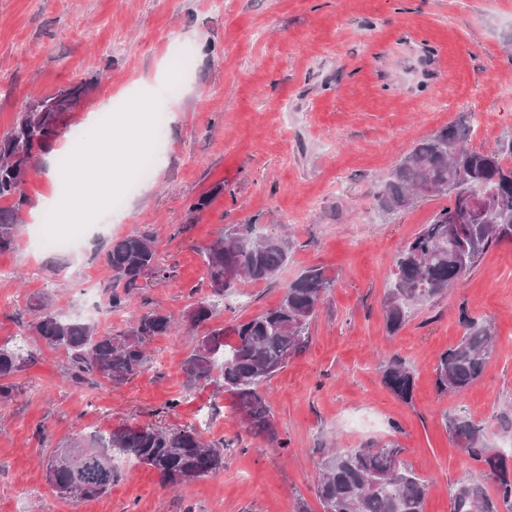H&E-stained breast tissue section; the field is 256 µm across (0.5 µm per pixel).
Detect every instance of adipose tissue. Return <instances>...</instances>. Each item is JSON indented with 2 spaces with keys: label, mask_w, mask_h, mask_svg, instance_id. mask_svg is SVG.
I'll return each instance as SVG.
<instances>
[{
  "label": "adipose tissue",
  "mask_w": 512,
  "mask_h": 512,
  "mask_svg": "<svg viewBox=\"0 0 512 512\" xmlns=\"http://www.w3.org/2000/svg\"><path fill=\"white\" fill-rule=\"evenodd\" d=\"M148 105H140L133 114L124 118L119 134L111 130L93 127L97 147L91 151L72 152V171L67 183L69 198L88 205L99 201L112 190L115 177V157L133 162L147 141Z\"/></svg>",
  "instance_id": "1"
}]
</instances>
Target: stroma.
I'll return each instance as SVG.
<instances>
[{
    "mask_svg": "<svg viewBox=\"0 0 512 512\" xmlns=\"http://www.w3.org/2000/svg\"><path fill=\"white\" fill-rule=\"evenodd\" d=\"M187 46L179 68L175 45ZM82 89L63 136L89 113L113 116L148 99L166 116V151L133 192L136 166L116 160L111 211L94 210L65 254L26 231L61 178L56 150L39 154L24 192L25 228L0 279V346L11 345L46 293L56 313L119 332L152 309L182 314L207 296L202 247L227 224L287 233L288 259L269 282L245 283L218 303L212 326H232L275 307L312 267L334 278L305 352L267 383L284 449L249 435L229 393L185 388L193 334L158 336L143 370L122 385L73 386L62 352L41 348L0 403V512H321L314 482L323 449L397 442L428 487L425 512H451L460 479L495 493L483 465L453 440L465 416L512 452V242L492 245L473 270L416 311L396 333L383 313L397 252L445 207L425 195L384 212L378 195L419 141L471 113V147L512 137V0H0V135L36 98ZM211 201L195 203L203 194ZM187 231L175 235L176 226ZM153 231L166 277L148 279L126 308L91 311L112 285L113 240ZM491 323L497 341L481 377L462 393H438L434 368L459 342L466 319ZM414 373L411 402L382 383L388 360ZM176 408H168L170 399ZM153 423L194 427L219 445L224 469L182 487L114 459L111 489L91 500L59 496L45 476L44 447Z\"/></svg>",
    "mask_w": 512,
    "mask_h": 512,
    "instance_id": "35a3bbf8",
    "label": "stroma"
}]
</instances>
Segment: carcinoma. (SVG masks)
I'll return each instance as SVG.
<instances>
[{"mask_svg": "<svg viewBox=\"0 0 512 512\" xmlns=\"http://www.w3.org/2000/svg\"><path fill=\"white\" fill-rule=\"evenodd\" d=\"M80 98V88L62 87L41 99V111L22 112L11 130L0 136V199H12L11 208L0 209V253L17 243L19 211L26 204L23 186L36 166V158L51 149L61 126L72 111L70 100ZM468 121L460 119L417 143L389 173L380 196L386 212L406 207L420 193L448 194V185L462 184L480 191L495 189L494 208L461 225L447 222L448 209L461 208L460 199H448L431 223L403 247L394 259L391 288L383 303L386 326L395 334L416 310L455 285L480 261L488 248L511 240V224L498 223L512 216V138L491 150L467 146ZM258 224H229L201 249L207 270L210 298H201L185 312L192 328L208 325L216 299L245 280L274 279L288 258V240L274 234L258 235ZM106 259L112 269V288L105 292L111 309L126 306L129 295L142 288L150 276L163 278L158 244L145 230L112 241ZM239 268L237 279L224 283V265ZM333 279L320 268L308 270L285 288L280 302L229 329L212 327L195 337L183 363L186 387L211 386L232 394L236 410L249 433L263 436L281 448L274 416L261 386L285 368L288 360L303 353L311 340L325 292ZM34 321L25 325V338L11 348L0 346V402L12 399V377L37 365L38 350L26 337L36 336L45 346L61 350L67 358V376L77 387L101 379L121 385L133 378L148 360L147 344L156 336L171 335L175 319L153 309L138 315L117 333L100 331L85 321L64 319L52 309V299L37 295L29 302ZM232 336L233 342L226 341ZM496 335L485 322L471 320L465 336L449 347L435 367L436 388L460 393L483 373L495 348ZM383 384L396 397H413L414 374L404 362L393 359L383 370ZM452 434L461 449L485 465L495 481L497 498L484 487L464 479L451 491V512H512V468L509 455L490 446L481 426L459 418ZM394 443L378 448L329 449L319 462L314 494L322 512H424L426 484L401 457ZM127 458L155 471L161 481L178 488L224 468L220 448L203 441L194 428L169 430L152 424L121 425L110 432L79 437L60 444L49 455L55 464L51 485L66 487L73 497L93 499L112 487L117 478L114 457Z\"/></svg>", "mask_w": 512, "mask_h": 512, "instance_id": "cac0c4a2", "label": "carcinoma"}]
</instances>
